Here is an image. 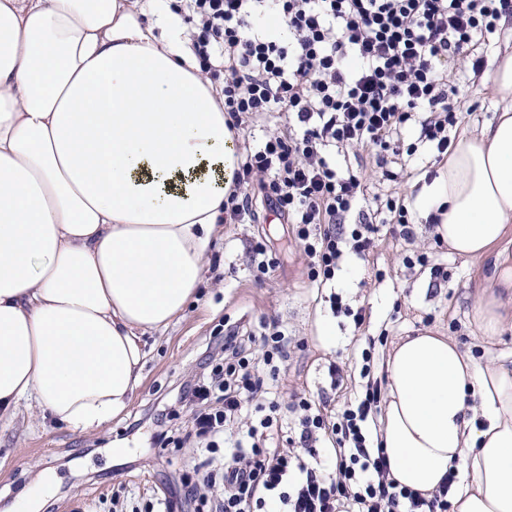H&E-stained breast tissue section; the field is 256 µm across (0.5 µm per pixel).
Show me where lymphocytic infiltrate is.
Returning <instances> with one entry per match:
<instances>
[{
	"instance_id": "1",
	"label": "lymphocytic infiltrate",
	"mask_w": 512,
	"mask_h": 512,
	"mask_svg": "<svg viewBox=\"0 0 512 512\" xmlns=\"http://www.w3.org/2000/svg\"><path fill=\"white\" fill-rule=\"evenodd\" d=\"M192 49L206 78L224 96L229 129L244 131L271 112L282 129L247 152L237 193L224 212L249 217L253 194L292 224L308 258V277L326 283L345 252L366 256L381 227L359 212L365 171L397 180L392 163L413 155L401 133L417 125L419 139L447 154L459 122L450 97L448 60L483 72L486 39L501 30L505 0H179ZM282 16L287 38L259 25ZM361 150L356 165L337 169L330 150ZM262 360H255L253 344ZM279 323L260 336L237 331L211 336L202 371L179 388L192 406L183 429L202 457L173 476L158 512H448V486L432 498L399 486L366 423L380 388L367 383L357 404L328 420L299 397L297 437L269 445L280 403L266 371L287 356Z\"/></svg>"
}]
</instances>
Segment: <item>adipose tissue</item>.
I'll use <instances>...</instances> for the list:
<instances>
[{
  "mask_svg": "<svg viewBox=\"0 0 512 512\" xmlns=\"http://www.w3.org/2000/svg\"><path fill=\"white\" fill-rule=\"evenodd\" d=\"M495 121L463 131L414 200L450 253L512 229V53ZM238 135L173 12L143 0H0V430L21 404L89 433L141 385L145 338L206 282ZM373 440L405 488L456 473L454 512H512V362L429 331L385 362Z\"/></svg>",
  "mask_w": 512,
  "mask_h": 512,
  "instance_id": "1",
  "label": "adipose tissue"
}]
</instances>
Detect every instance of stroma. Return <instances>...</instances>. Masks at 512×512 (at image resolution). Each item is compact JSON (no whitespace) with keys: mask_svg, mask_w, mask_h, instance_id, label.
I'll use <instances>...</instances> for the list:
<instances>
[{"mask_svg":"<svg viewBox=\"0 0 512 512\" xmlns=\"http://www.w3.org/2000/svg\"><path fill=\"white\" fill-rule=\"evenodd\" d=\"M448 73L460 87L453 102L459 125L467 127L494 119L496 100L481 78L466 71L461 61L448 63ZM440 168L437 152L420 147L399 183L368 175L364 209L374 213L377 198L393 191L412 197L416 185L432 180ZM254 218L228 224L211 248L208 283L199 301L165 333L148 337L150 351L144 379L119 417L102 429L80 434L60 423H48L21 411L10 430L0 433V512L34 498L38 512H69L85 504V512H114L112 500L121 497L129 507L149 512L165 491L170 471L188 469L196 461L192 443L173 448L168 457L148 463L151 453L153 408L170 391L190 379L206 344L218 328L240 327L261 332L263 323L279 322L290 338L288 358L278 385L283 403L306 396L326 410H339L358 399L367 382L384 383V363L393 344L416 331L433 330L462 344H477L478 328L472 308L482 293L512 299V282L502 272L512 266V232L483 258L467 260L436 244L433 224H412L406 238L382 229L366 258L347 255L334 278L317 288L307 278V258L283 223L253 201ZM264 242L275 265L259 275L249 249ZM338 295L350 314L331 309ZM363 311L362 326L351 314ZM370 363H363L362 352ZM339 365L344 380L331 387L330 365ZM369 377H362V366Z\"/></svg>","mask_w":512,"mask_h":512,"instance_id":"obj_1","label":"stroma"}]
</instances>
